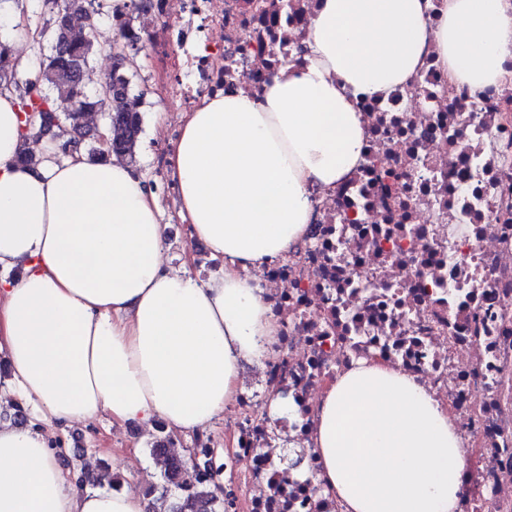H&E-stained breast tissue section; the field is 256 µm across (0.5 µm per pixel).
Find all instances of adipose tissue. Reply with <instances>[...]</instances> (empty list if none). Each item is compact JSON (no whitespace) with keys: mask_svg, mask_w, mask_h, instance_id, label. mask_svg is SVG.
<instances>
[{"mask_svg":"<svg viewBox=\"0 0 512 512\" xmlns=\"http://www.w3.org/2000/svg\"><path fill=\"white\" fill-rule=\"evenodd\" d=\"M321 0L302 63L283 62L261 97L219 94L185 113L168 158L190 238L224 260L205 280L164 266L166 227L142 174L60 156L35 139L0 86V393L37 427L0 423V512H147L124 488L80 490L50 428L107 416L120 427L208 429L240 390L243 362L279 332L245 277L305 233L311 189L360 162L357 94L408 84L425 51L474 88L512 58V0ZM30 143L37 170L17 162ZM314 445L317 479L345 512H459L467 459L444 406L416 379L358 361L331 383Z\"/></svg>","mask_w":512,"mask_h":512,"instance_id":"ef3b65f1","label":"adipose tissue"}]
</instances>
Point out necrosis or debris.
Listing matches in <instances>:
<instances>
[{"mask_svg":"<svg viewBox=\"0 0 512 512\" xmlns=\"http://www.w3.org/2000/svg\"><path fill=\"white\" fill-rule=\"evenodd\" d=\"M319 0H153L132 21L176 111L227 92L260 97L282 60L302 61ZM362 159L311 191L303 238L251 272L280 325L243 363L212 460L225 512H344L300 473L320 399L357 360L413 376L446 405L470 462L460 512H512V79L449 81L435 48L406 86L358 95ZM396 176L400 196L378 181ZM292 405L274 417L272 401Z\"/></svg>","mask_w":512,"mask_h":512,"instance_id":"4bbe7bcc","label":"necrosis or debris"}]
</instances>
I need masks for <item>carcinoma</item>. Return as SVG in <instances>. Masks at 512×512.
<instances>
[{"label": "carcinoma", "mask_w": 512, "mask_h": 512, "mask_svg": "<svg viewBox=\"0 0 512 512\" xmlns=\"http://www.w3.org/2000/svg\"><path fill=\"white\" fill-rule=\"evenodd\" d=\"M94 0H42L46 15L41 36L50 44L49 53L41 54L36 81L20 86L16 79V64L0 47V86H12L19 92L23 109L31 108L39 113L38 135L44 136L65 123L69 127L68 145L78 142V148L91 159L113 155L134 162L136 149L143 131V115L138 106L143 94L133 93L130 76L131 61L141 49L140 37L130 26L127 12L118 10L113 17L116 24V40L123 51L111 55L112 70L105 82L112 85L115 97L121 105L114 108L102 94L87 93L84 73L91 58L98 53L94 40L99 8ZM66 14L65 27L56 25L55 13ZM97 112L105 120L109 131V146L98 144L94 131L85 122L88 112ZM174 438L166 424H155V435L149 444V454L161 467V483L144 491L149 499L148 512H224V498L211 490V477L201 471L200 465L187 467L180 455L170 453Z\"/></svg>", "instance_id": "1"}]
</instances>
